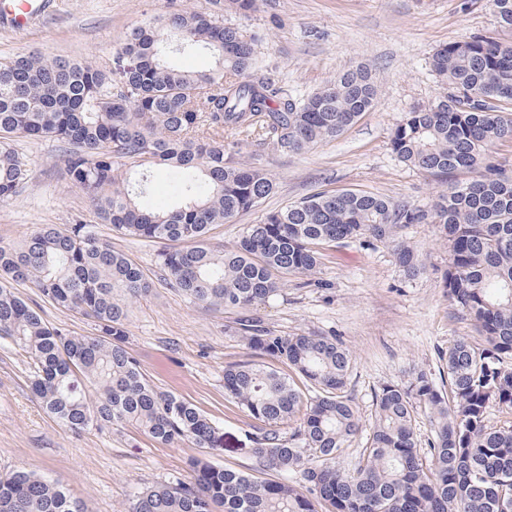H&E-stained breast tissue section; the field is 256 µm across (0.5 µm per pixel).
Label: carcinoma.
<instances>
[{"label": "carcinoma", "mask_w": 512, "mask_h": 512, "mask_svg": "<svg viewBox=\"0 0 512 512\" xmlns=\"http://www.w3.org/2000/svg\"><path fill=\"white\" fill-rule=\"evenodd\" d=\"M512 33V0H490ZM204 49L214 64L189 70L180 54ZM117 56L129 70L60 56L0 60V200L26 179L14 137L68 145L65 172L91 200L96 224L160 241V264L189 300L247 309L278 294L284 278L309 276L319 246L393 239L407 224H435L449 244V299L483 337L448 347V390L424 372L377 396L372 433L352 472L336 456L359 430L346 395L350 352L328 336H285L258 318L241 321L250 349L301 376L263 363L224 369V396L264 423L253 455L271 480L192 458L189 482L133 492L125 512H512V176L490 147L512 140V40L477 34L436 49L429 65L444 95L405 112L391 152L442 184L427 209L356 190L321 191L243 228L233 249L206 243L213 224L258 210L275 184L235 147L263 141L300 154L339 136L375 104L372 71L348 69L297 96L257 78V41L201 10L174 9L125 32ZM146 164L167 166L181 195L155 204ZM473 173L467 180L456 174ZM419 272L414 249L397 246ZM30 284L50 303L91 320L75 336L47 325L12 290ZM141 267L100 238L95 224H44L20 246L0 245V338L30 359L31 389L43 410L75 434L132 425L161 444L224 450V429L186 399L153 386L127 348L129 300L149 291ZM433 438L421 451L417 408ZM503 415L490 426L489 411ZM297 423L283 436L280 427ZM0 512H85L56 482L34 471L0 474Z\"/></svg>", "instance_id": "cac0c4a2"}]
</instances>
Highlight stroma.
Instances as JSON below:
<instances>
[{
    "instance_id": "35a3bbf8",
    "label": "stroma",
    "mask_w": 512,
    "mask_h": 512,
    "mask_svg": "<svg viewBox=\"0 0 512 512\" xmlns=\"http://www.w3.org/2000/svg\"><path fill=\"white\" fill-rule=\"evenodd\" d=\"M174 7L206 11L254 35L256 76L297 94L315 92L360 64L372 69L379 86L369 112L306 153L239 144L240 157L265 169L276 190L241 222L211 227L209 244L226 249L263 213L320 190L353 188L410 205L431 204L440 183L398 161L389 146L391 131L410 108L440 96L429 67L438 46L498 29L488 0H260L257 11L245 16L225 12L224 0H52L50 14L26 31L0 28V56L41 52L107 68L127 30ZM12 146L28 177L0 202L1 243L21 244L39 224H96L90 200L65 173L66 145L17 138ZM97 226L101 238L137 262L151 283L131 304L129 352L157 389L185 398L223 427L224 450L216 464L254 469L252 450L264 425L224 396L225 366L255 357L238 329L240 311L184 297L160 266L162 244ZM400 241L416 250L417 274L399 265ZM448 259V243L436 225L410 224L393 241L325 248L314 274L289 276L278 295L251 307V315L279 334L329 336L349 350L346 391L361 430L337 457L338 469L357 467L384 384L409 382L422 371L442 382L449 346L475 337L471 320L443 286ZM15 291L51 326L72 335L90 332L89 320L52 305L31 285ZM199 454L190 443L162 445L130 425L72 433L43 411L26 358L0 339V473L31 469L61 484L87 512H122L134 490L190 480L188 461Z\"/></svg>"
}]
</instances>
